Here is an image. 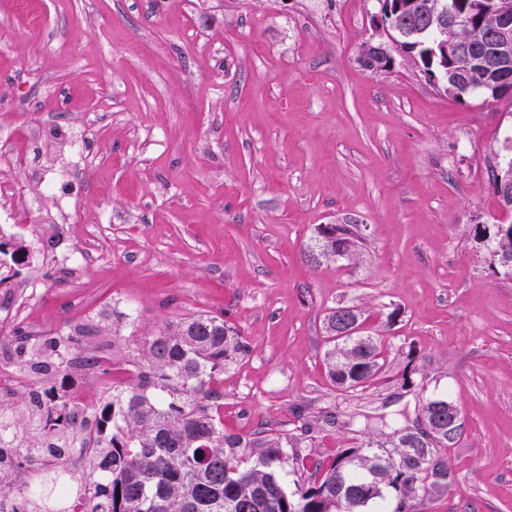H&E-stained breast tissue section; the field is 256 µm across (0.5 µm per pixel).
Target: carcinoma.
I'll return each instance as SVG.
<instances>
[{"label":"carcinoma","instance_id":"cac0c4a2","mask_svg":"<svg viewBox=\"0 0 512 512\" xmlns=\"http://www.w3.org/2000/svg\"><path fill=\"white\" fill-rule=\"evenodd\" d=\"M479 22L448 30L444 45L427 35L399 41L411 62L439 72L445 93L459 99L480 91L492 100L497 84L480 65L483 47L466 53ZM359 224H321L307 247L315 266H343L362 261ZM494 253L512 257V235L494 233ZM372 314L357 306L333 308L325 319L328 348L324 362L332 386L341 392L367 386L384 366L382 340L367 327ZM15 352L36 373L51 367L48 357L75 344L72 336L30 340L16 330ZM246 352L239 334L217 316L198 314L163 324L146 341L139 374L126 388H112V401L79 411L64 401L34 400L39 424L26 416H0V469L22 466L33 449L61 457L85 429L95 432L87 456L100 479L74 485L84 502L82 512H363L383 497L398 495L394 512H417L433 495L448 492L455 472L439 449L457 438L448 427V399L434 397L421 406V417L441 431L423 439L406 428L396 432L391 450L367 452L348 448L329 463L314 461V481L288 493L277 476L287 449L298 448L314 431L309 421L299 433L273 429L248 435L228 433L215 415L212 384L226 362ZM39 427L26 446L4 444L22 427ZM59 476L46 472L35 495H15L14 484L0 480V497L11 512H54L60 501Z\"/></svg>","mask_w":512,"mask_h":512}]
</instances>
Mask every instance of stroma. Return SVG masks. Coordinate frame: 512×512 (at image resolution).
Instances as JSON below:
<instances>
[{
    "mask_svg": "<svg viewBox=\"0 0 512 512\" xmlns=\"http://www.w3.org/2000/svg\"><path fill=\"white\" fill-rule=\"evenodd\" d=\"M0 0V121L57 136L35 173L68 171L86 112L104 130L93 179L65 188L67 215L40 181L22 182L32 225L22 275L44 277L39 316L51 334L85 324L80 350L105 344L135 364L145 337L200 312L223 318L247 350L218 386L225 431L293 429L294 410L328 411L309 453L368 439L388 444L444 396L464 429L443 452L457 475L422 512H512V270L492 251L500 204L491 169L512 157V95L448 97L380 40L379 0ZM364 226V261L315 267L321 224ZM115 243L74 271L80 240ZM373 307L385 364L338 394L324 364L323 318ZM111 396L98 374L28 378L0 394L26 412L30 390Z\"/></svg>",
    "mask_w": 512,
    "mask_h": 512,
    "instance_id": "stroma-1",
    "label": "stroma"
}]
</instances>
